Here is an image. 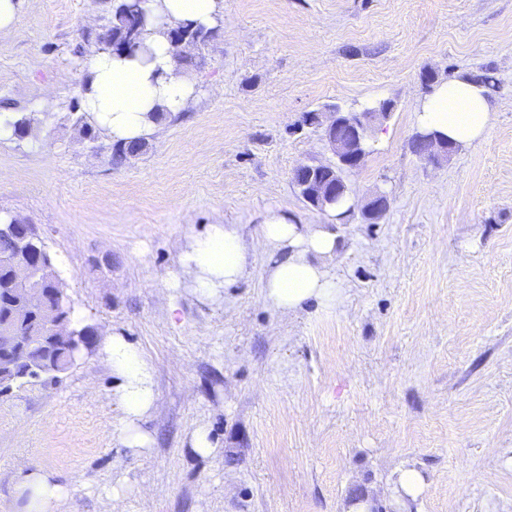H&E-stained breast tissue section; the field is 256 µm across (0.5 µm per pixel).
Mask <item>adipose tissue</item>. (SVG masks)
<instances>
[{"mask_svg":"<svg viewBox=\"0 0 512 512\" xmlns=\"http://www.w3.org/2000/svg\"><path fill=\"white\" fill-rule=\"evenodd\" d=\"M147 32L144 47L134 56L96 53L89 61L90 81L83 94L85 110L112 137L129 143L150 138L158 130L152 112L187 110L194 98L193 78L176 69L178 47L168 28L194 21L215 25L224 0H143ZM491 101L485 88L459 75L437 83L416 114L419 129L436 131L458 145L481 140L488 128ZM340 246L332 224H298L284 212L266 215L257 235H246L236 224H212L182 252L178 281L201 297L220 298L224 289L242 279L257 248L270 254L265 301L288 316L314 304L331 308L340 290L327 262ZM101 351L117 378L109 396L123 411L120 441L127 448L148 447L152 438L140 426L156 409L154 367L125 337H107ZM16 489L24 512H56L69 496V486L31 464L16 470Z\"/></svg>","mask_w":512,"mask_h":512,"instance_id":"ef3b65f1","label":"adipose tissue"}]
</instances>
